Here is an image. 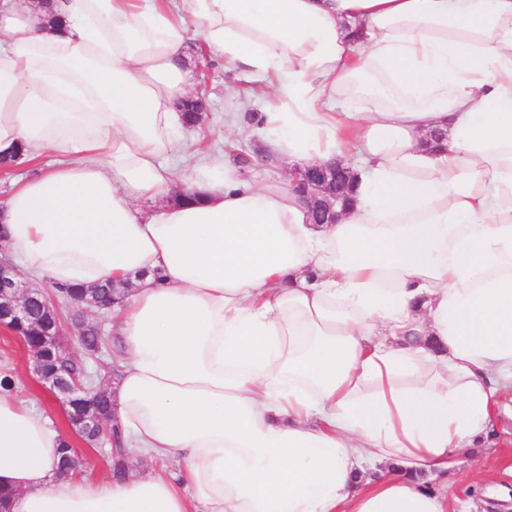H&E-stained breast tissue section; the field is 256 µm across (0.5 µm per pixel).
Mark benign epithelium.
Listing matches in <instances>:
<instances>
[{"mask_svg":"<svg viewBox=\"0 0 512 512\" xmlns=\"http://www.w3.org/2000/svg\"><path fill=\"white\" fill-rule=\"evenodd\" d=\"M351 180L350 168L340 162L297 167L292 175V185L299 191L315 224L336 223L337 207L344 205ZM37 297L47 300L50 294L29 287L14 265L0 262V327L12 332L16 326L28 324L42 330L47 348L29 352L32 368L42 381L64 396L63 404L73 409L68 418L70 427L78 436L90 441L103 427L104 416L95 409L82 384L59 372L48 373V366L54 359L62 360L73 352L61 342L63 327L54 312H49L48 324L31 321L30 303Z\"/></svg>","mask_w":512,"mask_h":512,"instance_id":"7a95c632","label":"benign epithelium"}]
</instances>
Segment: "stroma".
Listing matches in <instances>:
<instances>
[{
	"instance_id": "35a3bbf8",
	"label": "stroma",
	"mask_w": 512,
	"mask_h": 512,
	"mask_svg": "<svg viewBox=\"0 0 512 512\" xmlns=\"http://www.w3.org/2000/svg\"><path fill=\"white\" fill-rule=\"evenodd\" d=\"M186 26L188 61L197 75L194 90L204 98L206 114L201 124L183 128L180 134L174 157L177 177L188 176L192 157L201 147L216 155L242 151L256 157V164L244 173L250 181L288 183V167L279 160L263 158L265 134L247 118L248 113L264 111L263 100H228L225 88L235 84L234 71L224 61L210 59L202 52L194 19H187ZM228 112L242 115L238 131L229 138L224 135V115ZM0 370L11 374L20 399L34 403L66 433L82 462L84 477L92 480L110 477L109 448L86 444L72 433L62 402L35 376L28 352L15 335L4 330H0ZM489 439L490 447L470 449L457 459L448 473V495L464 504L480 503L481 512H512V416L501 415Z\"/></svg>"
}]
</instances>
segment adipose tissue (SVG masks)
Listing matches in <instances>:
<instances>
[{"label":"adipose tissue","mask_w":512,"mask_h":512,"mask_svg":"<svg viewBox=\"0 0 512 512\" xmlns=\"http://www.w3.org/2000/svg\"><path fill=\"white\" fill-rule=\"evenodd\" d=\"M203 50L270 96L269 153L348 161L353 204L161 159ZM49 158L0 248L125 284L112 411L164 474L61 477L0 387L9 512H450L454 458L512 401V0H0V153Z\"/></svg>","instance_id":"ef3b65f1"}]
</instances>
